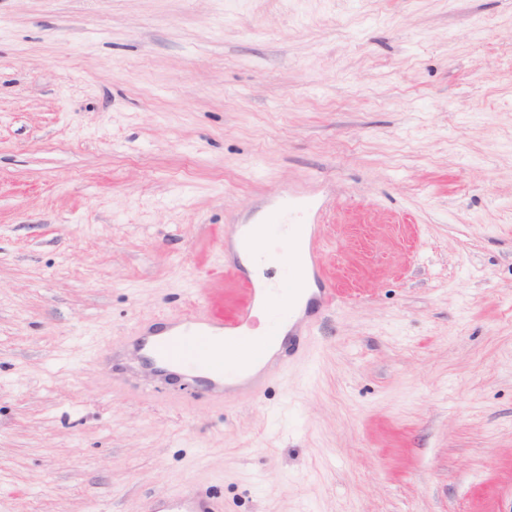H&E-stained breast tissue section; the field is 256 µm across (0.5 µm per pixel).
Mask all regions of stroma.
I'll return each instance as SVG.
<instances>
[{"instance_id":"35a3bbf8","label":"stroma","mask_w":512,"mask_h":512,"mask_svg":"<svg viewBox=\"0 0 512 512\" xmlns=\"http://www.w3.org/2000/svg\"><path fill=\"white\" fill-rule=\"evenodd\" d=\"M323 204L260 402L125 361ZM112 343L110 359L96 350ZM512 512V0H0V512ZM264 237L263 235L257 236L253 240L252 248L250 249V252L245 254L243 253L238 245L237 239L234 240V247L233 251L234 254L237 255V257L240 260L241 265L245 268V270L250 275H256L264 266V262L261 261L260 257L262 255L261 251L263 250ZM150 512H221V503L199 488L187 485L173 497L155 501L149 505Z\"/></svg>"}]
</instances>
